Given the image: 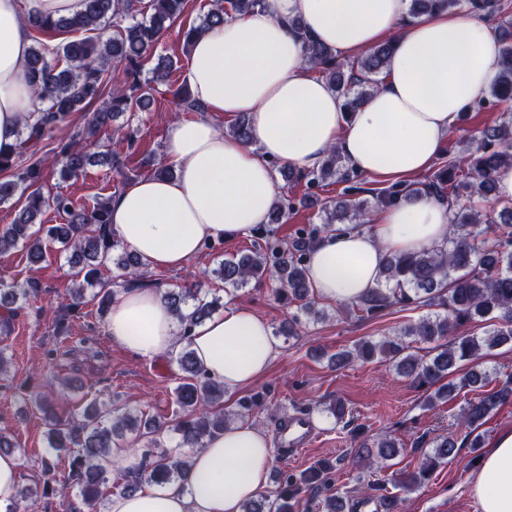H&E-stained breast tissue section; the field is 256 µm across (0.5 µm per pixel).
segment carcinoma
Listing matches in <instances>:
<instances>
[{
  "label": "carcinoma",
  "mask_w": 512,
  "mask_h": 512,
  "mask_svg": "<svg viewBox=\"0 0 512 512\" xmlns=\"http://www.w3.org/2000/svg\"><path fill=\"white\" fill-rule=\"evenodd\" d=\"M261 0H213L212 8L199 24L181 28L183 48L201 31L233 17L254 11ZM461 0H410L409 15L419 18L435 8L455 9ZM185 0H83V10L72 17L42 18L33 22L36 33L24 78L37 100L45 107L34 109L35 117L23 119L15 152L0 153V204L20 195L23 202L10 224L0 227V253L22 247L29 261L37 263L51 247L68 254L67 261L82 281L73 283L58 301L60 308L71 310L83 304L85 287H100L96 293L99 308L107 314L112 303V282L120 277L127 288H150L152 283L141 268L138 257L115 236L109 221L105 196L89 206L73 196L58 192L46 196L42 182L46 165L69 179L90 166H106L121 172L123 162L106 147L114 133H123L127 148L136 143L129 120L134 112L151 103L153 83L168 79L173 61L161 58L152 68L151 79H141L151 53L164 33L183 15ZM469 6L485 18L504 15L509 5L502 0H469ZM112 27L115 35L104 40L100 31ZM502 43L498 70L487 97L473 106L481 112L512 100V20L501 26ZM304 61L309 69L323 77L343 100L344 110L356 111L379 88L392 44L385 41L362 54L339 60L320 42L302 37ZM123 67V79L113 78L114 66ZM175 107L187 112H202L187 85L168 89ZM108 102L92 112L79 140L62 144L53 156H38L39 146L76 112L89 111L102 96ZM126 122L114 125L119 118ZM229 133L242 140L251 136L250 119L241 115L229 125ZM512 166V110L504 109L499 123L480 131L448 163L442 165L425 183L393 184L376 193L373 205L351 199L337 201L322 197L326 188L350 180L341 154L332 150L315 170L289 169L288 181L302 185V196L282 194L274 202L269 223L281 224L288 214L313 198L325 213V222L298 232L286 243L271 228L264 229L261 242L247 254L222 261L212 275L233 289L267 279L280 283L278 299L299 305L306 318L323 317L308 301V256L322 235L333 230L334 223L367 224L370 210L394 205L411 194H427L448 205V247L400 254L389 258L381 271L380 287L357 302L359 310L376 314L394 306L419 304L434 312L421 317L394 333V338L373 342L363 340L354 348L336 353V364L368 361L377 356L392 364L396 372L417 388L424 389V404L433 407L451 398L457 387L480 386L478 396L462 409L459 424L466 429L469 447L483 445L478 429L498 406L512 401V376L491 390H483L488 375L474 369L461 379V385L448 380L457 363L476 364L482 351L512 341V202L497 196V173ZM51 208L66 218L64 224H48L41 216ZM39 286L27 281L7 283L0 279V330L7 333L18 310L30 298L37 297ZM164 300L178 325L183 351L177 359L186 373L175 388V400L182 416L173 431L179 435L177 448L165 446L159 439L164 425L130 415L126 408L112 402L104 407L85 408L76 415L65 409L64 398H30L34 409L43 414L49 429V445L69 453L68 472L59 474L56 460L42 459L43 485L59 483L77 488L90 512L97 509L103 496L112 491L125 495L137 492L144 484H164L184 480L190 472V457L179 448H202L205 441L238 418H244L260 400L241 399L238 409L223 407L224 385L211 378L198 364L190 349L192 328L211 315L218 299L207 300L190 288L164 292ZM469 323H484V337L458 335ZM453 336L449 344L444 340ZM421 343L442 342V349L431 358L412 351L408 338ZM126 430L147 439L138 466L116 473L112 470V449L119 447L114 438ZM417 471L405 475L398 487L410 493L428 479L434 466L455 455L457 439L439 435L432 442ZM377 457L389 461L405 450V444L384 437L370 445ZM332 466L320 460L296 475L282 473L277 495L262 496L244 503L243 512H299L300 503L315 488L327 486Z\"/></svg>",
  "instance_id": "obj_1"
}]
</instances>
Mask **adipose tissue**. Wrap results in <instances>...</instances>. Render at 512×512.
<instances>
[{
    "label": "adipose tissue",
    "mask_w": 512,
    "mask_h": 512,
    "mask_svg": "<svg viewBox=\"0 0 512 512\" xmlns=\"http://www.w3.org/2000/svg\"><path fill=\"white\" fill-rule=\"evenodd\" d=\"M409 0H263L252 13L204 31L188 54L184 82L206 117L174 122L163 146L173 178L144 177L111 199L116 237L151 270L178 268L205 241L252 232L267 223L278 194L272 162L317 168L330 150L370 181L408 183L441 157L462 115L481 100L501 44L473 11L437 9L408 20ZM82 0H0V152L14 151L35 99L23 81L34 18L69 17ZM352 58L392 39L385 78L355 112L303 59L296 28ZM249 115L244 142L212 122ZM449 211L417 195L372 213L368 226L343 225L310 252L308 279L317 296L355 303L378 286L393 254L448 243ZM107 330L142 358L172 351L176 320L161 289L117 292ZM198 363L225 388L262 378L278 353L269 322L233 305L191 335ZM272 456L265 433L246 421L207 440L188 481L114 496L109 512H241L266 488ZM479 512H512V429L491 441L472 484Z\"/></svg>",
    "instance_id": "adipose-tissue-1"
}]
</instances>
